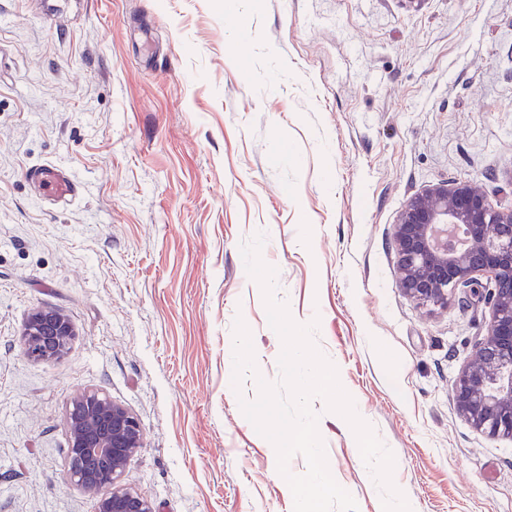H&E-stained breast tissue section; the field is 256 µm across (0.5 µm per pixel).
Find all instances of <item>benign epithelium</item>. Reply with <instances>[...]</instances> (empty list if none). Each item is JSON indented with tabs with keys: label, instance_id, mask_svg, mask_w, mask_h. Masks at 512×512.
Here are the masks:
<instances>
[{
	"label": "benign epithelium",
	"instance_id": "7a95c632",
	"mask_svg": "<svg viewBox=\"0 0 512 512\" xmlns=\"http://www.w3.org/2000/svg\"><path fill=\"white\" fill-rule=\"evenodd\" d=\"M437 224H463L468 246L433 241ZM400 287L433 307L448 306L461 290L491 307L486 334L474 358L457 376V410L490 438L512 437V205L501 206L469 180L438 181L409 199L393 229ZM74 336L71 323L54 310L34 313L24 335L27 356L47 360L61 354ZM68 478L96 494L97 512H155L152 503L121 485L125 467L142 448L135 415L104 393L85 391L68 414Z\"/></svg>",
	"mask_w": 512,
	"mask_h": 512
}]
</instances>
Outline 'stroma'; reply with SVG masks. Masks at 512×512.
<instances>
[{
	"label": "stroma",
	"instance_id": "stroma-1",
	"mask_svg": "<svg viewBox=\"0 0 512 512\" xmlns=\"http://www.w3.org/2000/svg\"><path fill=\"white\" fill-rule=\"evenodd\" d=\"M41 163L81 194L42 197ZM447 179L512 204V0H0V512H97L67 480L85 390L137 416L124 483L156 512H293L239 405L257 385L232 387L238 317L280 376L240 251L259 232L412 512H512V439L452 395L489 307L418 303L391 246ZM42 309L75 335L35 361ZM313 408L334 479L383 512L349 424Z\"/></svg>",
	"mask_w": 512,
	"mask_h": 512
}]
</instances>
